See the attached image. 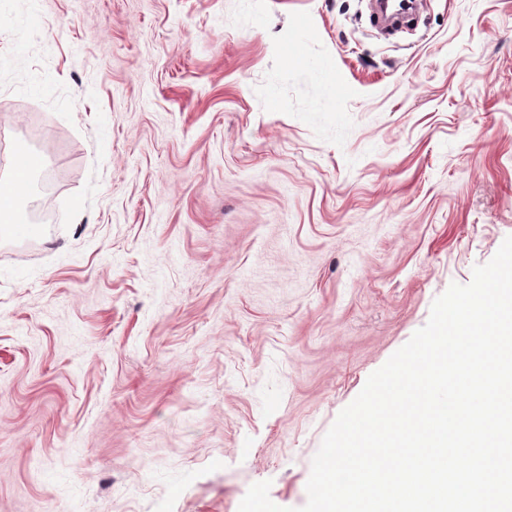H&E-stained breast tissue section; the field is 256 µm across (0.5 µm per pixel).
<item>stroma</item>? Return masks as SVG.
I'll return each instance as SVG.
<instances>
[{
	"label": "stroma",
	"mask_w": 512,
	"mask_h": 512,
	"mask_svg": "<svg viewBox=\"0 0 512 512\" xmlns=\"http://www.w3.org/2000/svg\"><path fill=\"white\" fill-rule=\"evenodd\" d=\"M369 2L0 0V174L40 156L45 215L0 233V512H295L512 236V0L382 38Z\"/></svg>",
	"instance_id": "obj_1"
}]
</instances>
